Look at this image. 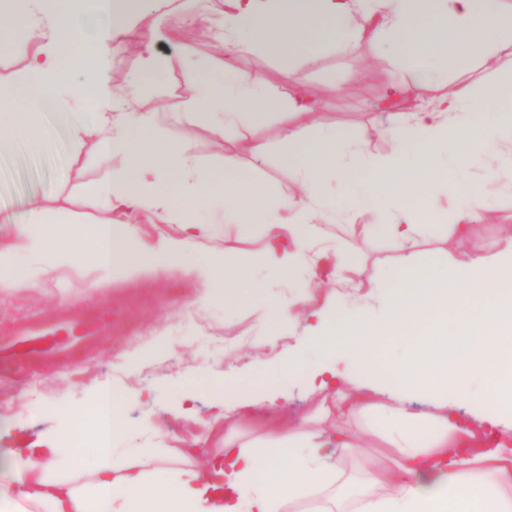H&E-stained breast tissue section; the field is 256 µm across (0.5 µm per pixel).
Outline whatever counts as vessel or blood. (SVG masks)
<instances>
[{"mask_svg": "<svg viewBox=\"0 0 512 512\" xmlns=\"http://www.w3.org/2000/svg\"><path fill=\"white\" fill-rule=\"evenodd\" d=\"M60 320L66 325L68 337L60 347H36V339L47 331L45 325L37 322L21 323L11 335L0 336V366L18 367L36 359L55 357L63 351L71 352L94 345L112 333V313L108 310L92 314L70 311L63 313Z\"/></svg>", "mask_w": 512, "mask_h": 512, "instance_id": "b4317fda", "label": "vessel or blood"}]
</instances>
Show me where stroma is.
<instances>
[{"label": "stroma", "instance_id": "1", "mask_svg": "<svg viewBox=\"0 0 512 512\" xmlns=\"http://www.w3.org/2000/svg\"><path fill=\"white\" fill-rule=\"evenodd\" d=\"M195 0H174L161 15L164 31L186 32L196 59L215 55L210 25L190 27ZM244 71L262 73L276 93L289 89L287 72L296 68L300 78L322 101L318 112L305 120L310 131L340 128L348 133L374 119L369 104L386 84L391 65L371 45L350 51L332 47L317 58L247 54L237 57ZM185 90L180 65H173L155 101L163 105V126L170 135L188 137L202 166L217 164L224 153L236 154L241 164L255 169L268 197H276L289 183V147L278 114L267 115L248 138L216 144L204 125L187 124L179 103ZM48 135L27 139L0 149V244L13 247L19 263L15 282L0 287V334L18 323L38 320L56 324L67 307L87 312L111 309L118 328L112 337L89 351L71 352L65 359L47 362L29 371L0 375V475L12 467L9 449L39 438L55 440L64 434L55 407L84 411L85 447L78 467L69 471L73 481L85 483L95 461L97 447L86 410L99 386L111 388L127 425L131 448H154L159 467L179 466L204 471L211 449L223 447V439L209 435L207 426L220 412L223 389L200 391L199 375L223 381L225 372L243 375L257 366H271L288 354L301 332L303 320L271 326L267 314L289 294L304 295L306 277L293 285L269 279L263 282L262 302L225 309L223 304L200 305L204 282L196 273L175 266L159 273L142 271L128 276L106 277L90 262L67 266L49 265L45 255L32 251L17 238L15 216L31 198H40L55 226H78L96 219L78 195L81 184L101 178L107 168L96 158L93 139L74 137L69 114L59 110L44 116ZM261 141L268 150L253 157L250 144ZM481 219L461 236L435 224L421 249L438 264L465 261L475 255H493L512 228V191L489 189L480 200ZM348 216L318 223V238L327 246L322 279L334 283L337 254L363 266L371 275L396 268L399 254L391 242L379 238L362 245L349 233ZM268 236L255 224H218L199 254L223 252L226 259L245 267L262 253ZM150 427H143V415Z\"/></svg>", "mask_w": 512, "mask_h": 512}]
</instances>
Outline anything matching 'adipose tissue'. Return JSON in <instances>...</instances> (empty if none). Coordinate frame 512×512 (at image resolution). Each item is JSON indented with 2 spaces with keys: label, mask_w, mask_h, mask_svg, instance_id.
<instances>
[{
  "label": "adipose tissue",
  "mask_w": 512,
  "mask_h": 512,
  "mask_svg": "<svg viewBox=\"0 0 512 512\" xmlns=\"http://www.w3.org/2000/svg\"><path fill=\"white\" fill-rule=\"evenodd\" d=\"M223 26L214 33L222 51L186 70L181 109L219 140L245 137L270 112L280 113L290 181L275 205L253 169L224 155L201 167L189 142L165 137L157 111L146 108L150 88L167 75L153 29L133 22L155 0H0V60L20 58L16 85L0 83V148L17 124L43 135L41 114L72 113L75 132L97 134L102 162L120 157L123 173L83 184L84 204L102 220L54 236L42 201H30L18 234L58 263L94 262L107 274L161 271L182 264L210 284L204 304L232 309L255 301L256 290L228 272L220 252L198 258L195 247L216 222L258 224L269 241L262 266L282 282L318 280L314 222L349 212L350 230L363 242L389 238L401 252L395 271L374 287L384 297L346 308L344 298L310 305L297 350L272 369L268 400L285 398L298 372L308 390L328 394L324 417L378 418L390 463L364 471L350 501L337 494V458L354 445L338 428L273 427L247 443L225 436L207 473L149 466V448L120 449L127 427L112 406L109 387L94 397L96 440L92 482L73 485L64 473L77 451L34 442L11 449L13 493L0 495V512H512V447H486L476 427L458 422L455 409L480 401L477 425L512 432V248L496 261L476 256L461 265L421 262L419 245L440 218L433 202L448 197L453 227L470 231L475 203L487 185L512 189V6L506 0H221ZM369 42L386 53L396 73L373 104L380 120L356 135L334 128L309 133L302 121L318 111L316 95L294 87L272 94L265 77L242 71L225 54L258 49L315 58L326 48L354 50ZM137 51L129 87L105 80L113 54ZM485 68L487 78L448 74L463 65ZM81 83H73L74 72ZM386 136L390 154L372 153ZM480 183L459 192L471 168ZM145 212L182 228L178 238L140 242L134 226L112 214ZM462 300L479 302L475 320L437 339L414 336L428 316ZM413 336L410 348L381 369L371 355L380 340ZM347 363L348 372L338 370ZM231 407L261 425L253 378L226 373Z\"/></svg>",
  "instance_id": "1"
}]
</instances>
